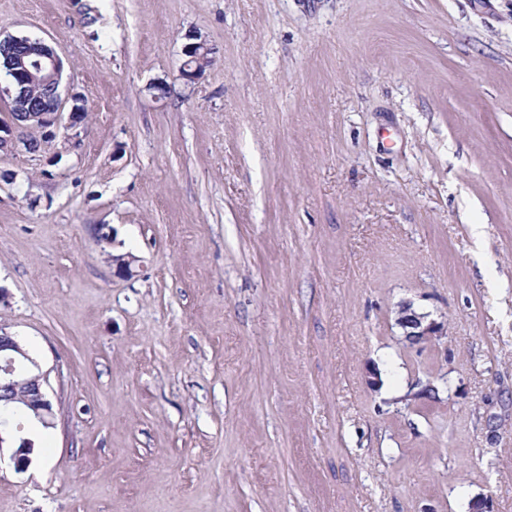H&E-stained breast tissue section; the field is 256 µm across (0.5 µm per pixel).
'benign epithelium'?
<instances>
[{
  "label": "benign epithelium",
  "instance_id": "1",
  "mask_svg": "<svg viewBox=\"0 0 512 512\" xmlns=\"http://www.w3.org/2000/svg\"><path fill=\"white\" fill-rule=\"evenodd\" d=\"M213 48L202 42L184 47V56L194 61L183 65L181 77L193 82L213 62ZM63 52L38 38L29 50L20 55L11 73L20 86L27 85L35 92L24 96L17 105L20 116L6 124L0 123V150H11L16 144L24 145L27 152H39L40 146L25 138L27 130L37 127H56L62 119L63 99L61 87L64 76ZM395 323L412 344L431 342L445 335V325L419 312L410 302H402L396 311ZM46 376L40 363L30 357L10 332L0 328V390L23 388L21 400L24 409L48 425L54 424L55 411L45 390Z\"/></svg>",
  "mask_w": 512,
  "mask_h": 512
}]
</instances>
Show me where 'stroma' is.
I'll list each match as a JSON object with an SVG mask.
<instances>
[{
    "label": "stroma",
    "instance_id": "stroma-1",
    "mask_svg": "<svg viewBox=\"0 0 512 512\" xmlns=\"http://www.w3.org/2000/svg\"><path fill=\"white\" fill-rule=\"evenodd\" d=\"M1 33L86 115L0 152V328L56 413L0 512H512V0H0ZM183 51L184 56L188 57V59L183 62V67L180 71L181 77L185 81L192 83L213 62L215 51L214 48L202 42L186 45ZM189 60L194 61V65L191 68H188V65H186V62ZM395 323L412 344L432 342L446 334L443 322L430 318L429 313L417 311L410 302L398 305Z\"/></svg>",
    "mask_w": 512,
    "mask_h": 512
}]
</instances>
